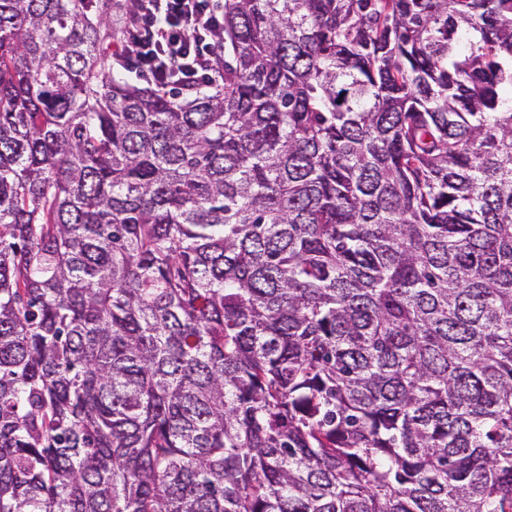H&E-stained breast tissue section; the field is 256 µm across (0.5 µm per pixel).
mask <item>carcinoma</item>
Segmentation results:
<instances>
[{
    "label": "carcinoma",
    "instance_id": "obj_1",
    "mask_svg": "<svg viewBox=\"0 0 512 512\" xmlns=\"http://www.w3.org/2000/svg\"><path fill=\"white\" fill-rule=\"evenodd\" d=\"M107 6L0 0V512H512V0ZM223 1L136 0L125 18L121 52L112 54L120 66L134 56L135 72L131 64L115 69L134 83L161 89L218 82L212 46L224 25Z\"/></svg>",
    "mask_w": 512,
    "mask_h": 512
}]
</instances>
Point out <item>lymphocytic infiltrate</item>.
Returning <instances> with one entry per match:
<instances>
[{"label":"lymphocytic infiltrate","mask_w":512,"mask_h":512,"mask_svg":"<svg viewBox=\"0 0 512 512\" xmlns=\"http://www.w3.org/2000/svg\"><path fill=\"white\" fill-rule=\"evenodd\" d=\"M223 25L222 0H136L114 60L133 56L137 77L161 89L205 87L221 77L212 46Z\"/></svg>","instance_id":"lymphocytic-infiltrate-1"}]
</instances>
